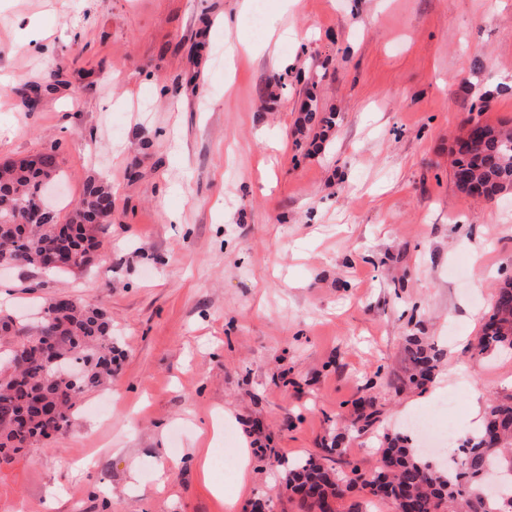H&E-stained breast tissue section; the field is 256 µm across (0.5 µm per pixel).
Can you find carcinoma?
Here are the masks:
<instances>
[{
    "label": "carcinoma",
    "instance_id": "1",
    "mask_svg": "<svg viewBox=\"0 0 512 512\" xmlns=\"http://www.w3.org/2000/svg\"><path fill=\"white\" fill-rule=\"evenodd\" d=\"M485 135L455 151L454 181L465 180L485 199L512 194V128L484 124ZM59 179L57 148L41 153L37 167L25 161L0 165V249L16 266L38 270L53 257L67 261L51 272H85L100 248L96 230L101 216L112 209V190L91 183L78 204L60 222L54 209L40 224H26L27 214L41 203V192ZM45 318L30 328L0 316V356L17 362L0 367V463L28 455L39 444L66 429L85 393L112 379L116 347L112 317L103 307L78 299L49 301ZM408 376L403 385H424L440 361V351L420 336L408 337ZM42 349L55 356L48 364L35 354ZM512 349V280L494 291L489 310L472 350ZM381 466L362 477L371 493L405 512H502L496 501L484 502L486 467L506 479L499 492L512 498V393L491 398L479 431L465 439L460 462L440 469L411 448L408 437L387 438L380 450ZM286 488L297 496L301 512H335L334 505L350 485L313 457L288 467Z\"/></svg>",
    "mask_w": 512,
    "mask_h": 512
}]
</instances>
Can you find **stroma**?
<instances>
[{"label": "stroma", "instance_id": "obj_1", "mask_svg": "<svg viewBox=\"0 0 512 512\" xmlns=\"http://www.w3.org/2000/svg\"><path fill=\"white\" fill-rule=\"evenodd\" d=\"M239 7L0 0V163L57 146L62 216L91 182L114 197L93 267L0 270V311L104 307L119 351L68 428L0 464V512H299L283 460L370 472L449 397L456 442L410 434L448 459L473 404L512 392V351L469 348L512 275V195L458 191L451 154L471 120L512 122V0H264L259 31ZM31 16L34 49L15 36ZM310 99L332 129L302 127ZM408 336L442 358L399 390Z\"/></svg>", "mask_w": 512, "mask_h": 512}]
</instances>
